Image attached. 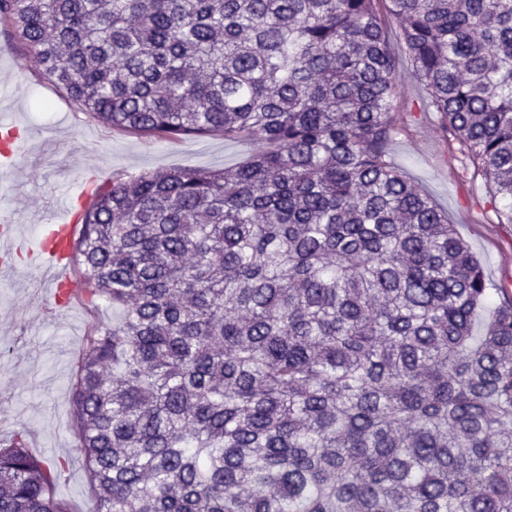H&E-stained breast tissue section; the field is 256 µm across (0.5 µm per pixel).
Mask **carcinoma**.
<instances>
[{"label":"carcinoma","instance_id":"obj_1","mask_svg":"<svg viewBox=\"0 0 512 512\" xmlns=\"http://www.w3.org/2000/svg\"><path fill=\"white\" fill-rule=\"evenodd\" d=\"M379 0H0L106 126L266 148L98 185L69 401L98 512H512V299L389 155ZM437 130L512 224V0H384ZM0 446V512H68Z\"/></svg>","mask_w":512,"mask_h":512}]
</instances>
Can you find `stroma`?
I'll return each mask as SVG.
<instances>
[{
  "label": "stroma",
  "instance_id": "stroma-1",
  "mask_svg": "<svg viewBox=\"0 0 512 512\" xmlns=\"http://www.w3.org/2000/svg\"><path fill=\"white\" fill-rule=\"evenodd\" d=\"M388 50L398 62L405 128L391 142L392 161L447 211L450 223L480 261L494 293L512 296V224L498 223L483 187L465 159L442 145L437 114L412 75L401 32L386 22ZM11 113L28 133L13 172L0 175V222L30 237L52 220L58 200L77 177L129 179L173 168L223 169L249 162L261 146L245 137L189 136L174 142L122 133L100 122L62 91L40 81L31 56L0 24V113ZM16 249V266L0 287V437L29 436L33 454L65 462L53 495L69 512H96L98 501L79 451L69 391L91 328L119 320V309L98 300L44 320L40 281Z\"/></svg>",
  "mask_w": 512,
  "mask_h": 512
}]
</instances>
